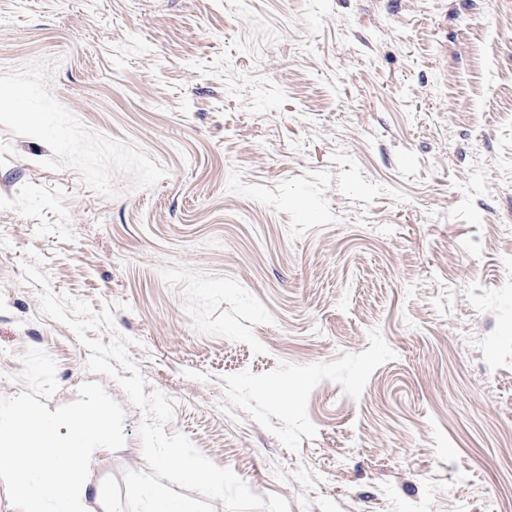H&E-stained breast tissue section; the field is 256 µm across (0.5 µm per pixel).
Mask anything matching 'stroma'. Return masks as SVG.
Returning <instances> with one entry per match:
<instances>
[{
  "label": "stroma",
  "mask_w": 512,
  "mask_h": 512,
  "mask_svg": "<svg viewBox=\"0 0 512 512\" xmlns=\"http://www.w3.org/2000/svg\"><path fill=\"white\" fill-rule=\"evenodd\" d=\"M290 512H512V0H0V397L44 287Z\"/></svg>",
  "instance_id": "35a3bbf8"
}]
</instances>
